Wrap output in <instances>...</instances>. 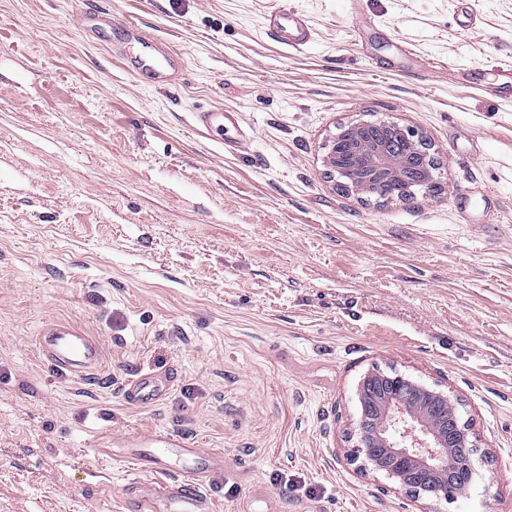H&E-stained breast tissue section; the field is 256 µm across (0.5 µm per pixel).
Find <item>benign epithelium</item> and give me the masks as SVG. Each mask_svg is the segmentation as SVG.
<instances>
[{
    "instance_id": "benign-epithelium-1",
    "label": "benign epithelium",
    "mask_w": 512,
    "mask_h": 512,
    "mask_svg": "<svg viewBox=\"0 0 512 512\" xmlns=\"http://www.w3.org/2000/svg\"><path fill=\"white\" fill-rule=\"evenodd\" d=\"M431 144L417 129L389 121L352 123L329 144L326 166L351 172L341 186L386 201L381 188L402 185L405 201L412 187L433 182ZM361 415L350 461L364 471L392 479L412 499L448 501V485L469 481L475 471L477 445L470 419L448 413L447 393L398 373L374 372L358 388ZM454 469L448 470V462Z\"/></svg>"
}]
</instances>
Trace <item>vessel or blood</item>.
<instances>
[{
    "label": "vessel or blood",
    "instance_id": "obj_1",
    "mask_svg": "<svg viewBox=\"0 0 512 512\" xmlns=\"http://www.w3.org/2000/svg\"><path fill=\"white\" fill-rule=\"evenodd\" d=\"M79 26L86 38L112 43L116 53H123L128 45H136L138 69L156 81L168 83L180 74L179 62L167 48L138 26L116 22L111 13L99 7L97 0H85ZM268 32L278 42L296 44L304 39L307 27L295 13L283 10L271 15ZM196 124L202 129L220 132L237 127L238 118L221 111H206L197 113ZM38 344L51 366L66 375L84 376L103 363L99 340L68 322L46 328ZM168 390L167 379L144 374L125 386L123 398L131 405L151 406L161 401ZM145 442L147 451L131 453L130 458L140 471L154 473L156 479L152 482L134 480L127 485L126 492L135 502L136 512H212V504L202 487L208 476L223 468V453L200 451L189 447L184 438L169 434H151ZM175 453L189 462L179 477L169 473L168 460Z\"/></svg>",
    "mask_w": 512,
    "mask_h": 512
}]
</instances>
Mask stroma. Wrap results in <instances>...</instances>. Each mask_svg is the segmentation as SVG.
Returning a JSON list of instances; mask_svg holds the SVG:
<instances>
[{"label":"stroma","mask_w":512,"mask_h":512,"mask_svg":"<svg viewBox=\"0 0 512 512\" xmlns=\"http://www.w3.org/2000/svg\"><path fill=\"white\" fill-rule=\"evenodd\" d=\"M83 6L0 0V512H126L127 441L154 432L223 452L215 512H512V0H109L179 52L174 86L89 43ZM282 9L303 46L267 35ZM377 119L424 133L439 192L328 177L339 126ZM57 322L99 370L48 367ZM377 369L460 403L467 495L350 461ZM140 373L170 377L161 403L124 400ZM196 126L207 131L224 132V127H238V118L234 114L224 113V111H206L195 112ZM38 344L51 366L66 375L86 376L103 364L99 340L68 322L46 328L38 336Z\"/></svg>","instance_id":"stroma-1"}]
</instances>
